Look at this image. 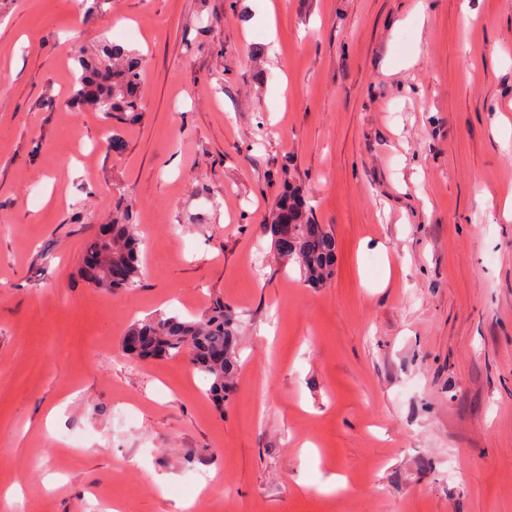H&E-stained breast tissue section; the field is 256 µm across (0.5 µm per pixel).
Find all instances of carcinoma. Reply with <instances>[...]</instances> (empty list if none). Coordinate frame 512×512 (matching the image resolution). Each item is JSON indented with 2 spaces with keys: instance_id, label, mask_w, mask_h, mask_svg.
I'll use <instances>...</instances> for the list:
<instances>
[{
  "instance_id": "1",
  "label": "carcinoma",
  "mask_w": 512,
  "mask_h": 512,
  "mask_svg": "<svg viewBox=\"0 0 512 512\" xmlns=\"http://www.w3.org/2000/svg\"><path fill=\"white\" fill-rule=\"evenodd\" d=\"M81 75L71 91V100L84 109L99 113L103 119L121 113L132 118L142 109L137 95L144 73V58L134 57L118 45L106 46L94 60L77 59ZM288 225L292 247L279 246L283 225ZM269 233L277 254L298 265L304 281L320 288L334 275L336 238L331 228L314 222L312 209L300 190L286 188L275 202ZM87 256H100L124 264L123 280L109 282L98 271L95 285L108 291H131L139 286L142 275L139 238L130 223L128 210L112 218V241H90ZM237 325L230 308L213 304L200 317L186 320L178 315L156 314L130 326L124 339L125 351L137 358L175 357L186 353L194 369L210 382L209 395L217 406L231 393L238 371L236 360Z\"/></svg>"
}]
</instances>
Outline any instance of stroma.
<instances>
[{
  "label": "stroma",
  "instance_id": "obj_1",
  "mask_svg": "<svg viewBox=\"0 0 512 512\" xmlns=\"http://www.w3.org/2000/svg\"><path fill=\"white\" fill-rule=\"evenodd\" d=\"M106 42L137 118L70 101ZM287 182L324 287L265 229ZM511 194L512 0H0V512H512ZM119 207L113 294L79 269ZM218 301L221 410L122 347ZM283 224H288L292 247L288 239L279 246ZM269 233L277 254L287 263L298 265L304 281L311 288H320L334 275L336 238L331 228L316 224L312 209L300 190L287 187L275 202ZM130 223L128 209L117 211L112 218V241L105 244L98 237L90 241L86 248L87 258L100 256L103 264L121 262L124 264L123 280L109 282L104 278L103 269H99L95 285L108 291H131L139 286L142 275L139 258V238ZM86 258V260H87ZM85 260V261H86Z\"/></svg>",
  "mask_w": 512,
  "mask_h": 512
}]
</instances>
